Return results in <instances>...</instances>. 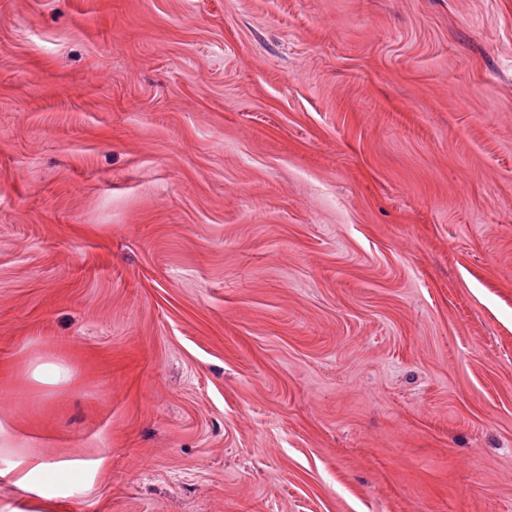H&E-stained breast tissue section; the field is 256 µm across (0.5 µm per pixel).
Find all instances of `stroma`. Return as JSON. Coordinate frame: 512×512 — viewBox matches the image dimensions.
<instances>
[{
    "mask_svg": "<svg viewBox=\"0 0 512 512\" xmlns=\"http://www.w3.org/2000/svg\"><path fill=\"white\" fill-rule=\"evenodd\" d=\"M0 426L63 512H512V0H0Z\"/></svg>",
    "mask_w": 512,
    "mask_h": 512,
    "instance_id": "1",
    "label": "stroma"
}]
</instances>
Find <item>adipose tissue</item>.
Listing matches in <instances>:
<instances>
[{
    "label": "adipose tissue",
    "instance_id": "adipose-tissue-1",
    "mask_svg": "<svg viewBox=\"0 0 512 512\" xmlns=\"http://www.w3.org/2000/svg\"><path fill=\"white\" fill-rule=\"evenodd\" d=\"M17 440L4 437L0 440V457H6L0 467V484L5 483L21 490L18 498L0 501V512H59L60 500L65 493L62 487L41 483V476L55 475L60 465L38 453H17Z\"/></svg>",
    "mask_w": 512,
    "mask_h": 512
}]
</instances>
